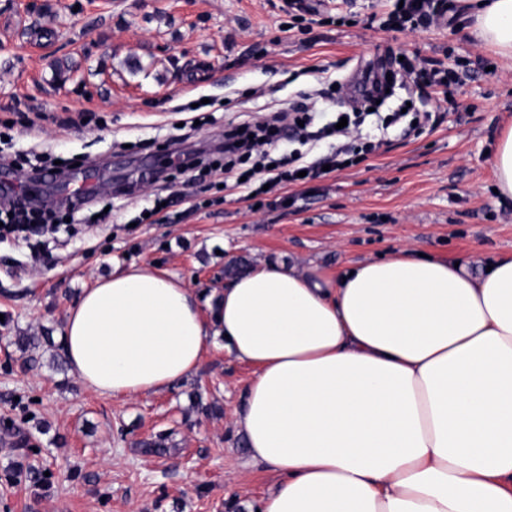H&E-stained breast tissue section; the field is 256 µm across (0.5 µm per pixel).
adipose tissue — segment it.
<instances>
[{
  "label": "adipose tissue",
  "instance_id": "1",
  "mask_svg": "<svg viewBox=\"0 0 512 512\" xmlns=\"http://www.w3.org/2000/svg\"><path fill=\"white\" fill-rule=\"evenodd\" d=\"M512 61V0H457ZM512 201V126L491 156ZM393 254L343 273L264 262L211 291L113 266L69 309L61 344L95 393L193 378L221 347L252 370L235 425L275 476L247 512H512V256Z\"/></svg>",
  "mask_w": 512,
  "mask_h": 512
}]
</instances>
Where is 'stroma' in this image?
Returning <instances> with one entry per match:
<instances>
[{
	"instance_id": "1",
	"label": "stroma",
	"mask_w": 512,
	"mask_h": 512,
	"mask_svg": "<svg viewBox=\"0 0 512 512\" xmlns=\"http://www.w3.org/2000/svg\"><path fill=\"white\" fill-rule=\"evenodd\" d=\"M0 0V155L22 179L34 156L80 165L92 194L61 222L24 237L0 229V418L15 420L51 485L8 483L20 451L0 440V512H244L272 473L245 466L234 424L251 377L223 349L165 392L126 399L82 386L58 364L59 333L82 289L114 263L160 266L197 288L223 287L227 267L278 259L343 270L400 247L467 263L512 255V205L493 191L490 152L512 123V62L470 35L455 13L416 32L377 22L394 0ZM414 55L460 75L448 90L398 88L362 132L377 154L273 195L199 177L223 162L230 121H256L330 81L351 83L380 58ZM68 65L56 75L54 62ZM209 99L213 110L184 111ZM442 114L435 127L382 128L405 99ZM186 204L139 221L156 196ZM100 221H90V214ZM42 337L22 354L15 339ZM223 406L209 418L190 398ZM163 432L169 451L139 440Z\"/></svg>"
}]
</instances>
